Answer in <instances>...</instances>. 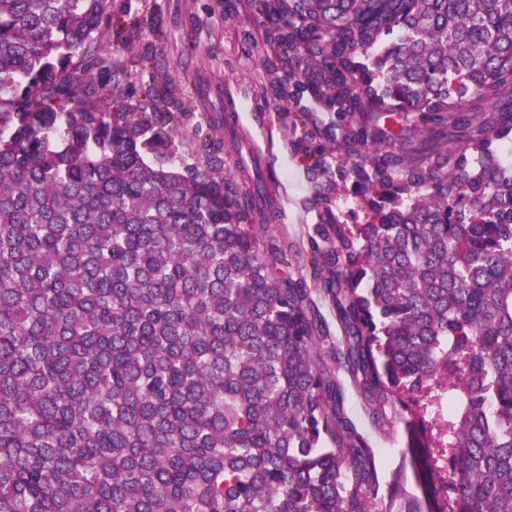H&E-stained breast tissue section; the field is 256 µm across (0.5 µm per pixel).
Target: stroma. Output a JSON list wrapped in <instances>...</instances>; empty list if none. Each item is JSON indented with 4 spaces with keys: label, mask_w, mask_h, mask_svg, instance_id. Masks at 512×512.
<instances>
[{
    "label": "stroma",
    "mask_w": 512,
    "mask_h": 512,
    "mask_svg": "<svg viewBox=\"0 0 512 512\" xmlns=\"http://www.w3.org/2000/svg\"><path fill=\"white\" fill-rule=\"evenodd\" d=\"M108 6L114 20L107 46L112 73L96 88V97L108 107L118 101L146 112L158 111L165 98L178 102L191 115L174 129L182 144L180 160L187 164L206 162L204 141L195 128L211 116L220 121L218 137L232 127L258 141L277 209H294L292 223L273 219L270 232L302 250L318 222L312 207L315 181L304 148L327 143L337 130L329 113L316 111L306 97L302 105L311 112V137L293 131V107L279 82L283 62L265 43L266 32L278 22L276 14L245 6L244 0H108ZM131 53L141 57L143 68L127 70ZM348 402L368 435L380 480L400 483L399 494L386 499L379 512H406L417 490L403 461L401 434L373 429L356 397Z\"/></svg>",
    "instance_id": "35a3bbf8"
}]
</instances>
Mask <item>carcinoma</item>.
Returning <instances> with one entry per match:
<instances>
[{
    "instance_id": "carcinoma-1",
    "label": "carcinoma",
    "mask_w": 512,
    "mask_h": 512,
    "mask_svg": "<svg viewBox=\"0 0 512 512\" xmlns=\"http://www.w3.org/2000/svg\"><path fill=\"white\" fill-rule=\"evenodd\" d=\"M272 8L367 204L292 260L235 131L93 96L107 0H0V512H373L348 388L427 512H512V0Z\"/></svg>"
}]
</instances>
